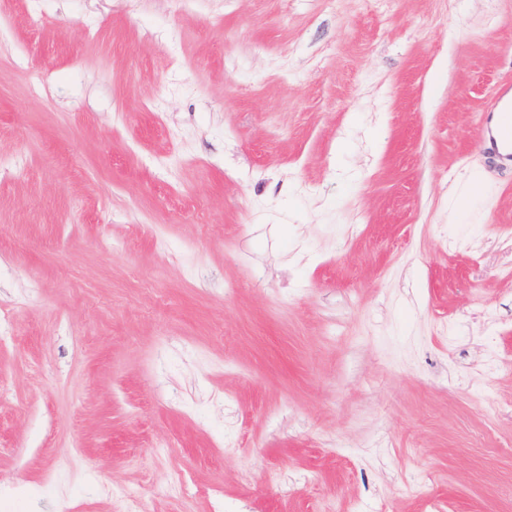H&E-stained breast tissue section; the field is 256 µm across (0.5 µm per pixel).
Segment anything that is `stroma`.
I'll return each instance as SVG.
<instances>
[{"label":"stroma","mask_w":512,"mask_h":512,"mask_svg":"<svg viewBox=\"0 0 512 512\" xmlns=\"http://www.w3.org/2000/svg\"><path fill=\"white\" fill-rule=\"evenodd\" d=\"M509 89L512 0H0V512H512ZM498 112L502 117L499 140L496 147L500 159L512 162V97H501L494 100L490 112ZM498 143V145H497Z\"/></svg>","instance_id":"obj_1"}]
</instances>
